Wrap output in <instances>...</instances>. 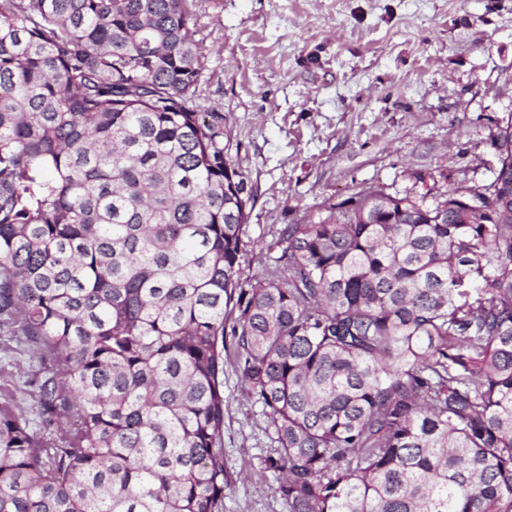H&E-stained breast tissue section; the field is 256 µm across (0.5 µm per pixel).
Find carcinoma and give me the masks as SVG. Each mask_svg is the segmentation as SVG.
Masks as SVG:
<instances>
[{
	"instance_id": "carcinoma-1",
	"label": "carcinoma",
	"mask_w": 512,
	"mask_h": 512,
	"mask_svg": "<svg viewBox=\"0 0 512 512\" xmlns=\"http://www.w3.org/2000/svg\"><path fill=\"white\" fill-rule=\"evenodd\" d=\"M196 4L0 0V317L59 431L0 407V512H224L227 360L288 512H512V115L489 185L306 214L243 280Z\"/></svg>"
}]
</instances>
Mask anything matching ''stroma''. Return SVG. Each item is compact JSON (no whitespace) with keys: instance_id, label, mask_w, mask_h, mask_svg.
<instances>
[{"instance_id":"stroma-1","label":"stroma","mask_w":512,"mask_h":512,"mask_svg":"<svg viewBox=\"0 0 512 512\" xmlns=\"http://www.w3.org/2000/svg\"><path fill=\"white\" fill-rule=\"evenodd\" d=\"M203 93L221 105L251 196L242 278L264 240L373 188L441 198L493 179L496 125L512 113V0H199ZM0 326V406L51 437L40 365ZM224 512H287L258 405L224 366Z\"/></svg>"}]
</instances>
